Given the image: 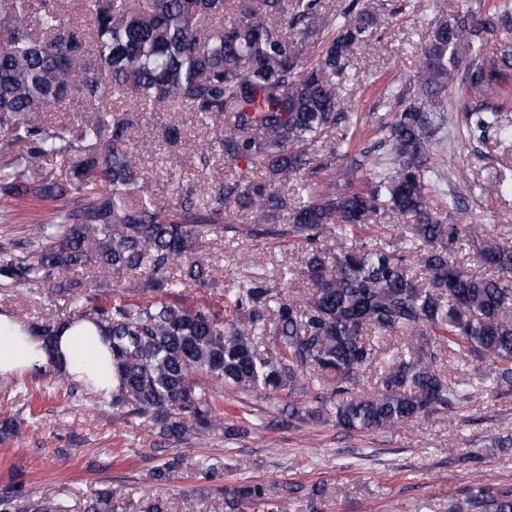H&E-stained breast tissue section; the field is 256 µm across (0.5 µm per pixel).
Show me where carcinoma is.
Masks as SVG:
<instances>
[{"instance_id": "cac0c4a2", "label": "carcinoma", "mask_w": 512, "mask_h": 512, "mask_svg": "<svg viewBox=\"0 0 512 512\" xmlns=\"http://www.w3.org/2000/svg\"><path fill=\"white\" fill-rule=\"evenodd\" d=\"M77 21L47 0H0V196L73 197L22 242L0 245V288L55 280L72 297L63 319L26 321L51 341L66 325L88 319L112 345L118 384L96 409L134 418L170 445L222 431L249 432L254 423L224 427L216 400L226 391L242 403L281 392L306 397L292 409L300 424L365 433L444 417L476 394L512 389V246L486 224H449L428 206L447 197L434 161L433 113L404 86L387 88L402 106L380 124L377 140L346 162L343 185L320 175L309 146L329 129L340 133L330 157H348L350 118L338 111L351 59L371 45L377 14L344 0H71ZM233 9L235 20L224 15ZM468 17L437 21L416 74L422 89L455 82L461 32ZM512 27V4L495 6L473 28L468 93L495 99L512 80V43L486 56L488 40ZM177 106L205 121L210 146L231 182L200 194L176 192L170 208L156 204L155 185L129 148L142 115L115 102ZM83 105L80 123L52 124L42 114ZM474 131L512 126V108L485 101L470 111ZM163 141L189 142L166 123ZM67 163L61 174L52 163ZM265 176L256 177L253 171ZM307 181L300 204L272 185ZM250 217L246 234L293 238L313 246L297 275L311 289L275 288L276 279L244 263L224 289L234 312L188 303L192 289H213L201 246L202 229ZM410 215V255L359 238L368 224ZM474 245L484 273L450 255ZM105 273L94 287L111 302L82 293L78 269ZM151 271L141 302L114 287L109 275ZM459 363L451 378L444 361ZM174 455L150 472L167 482L182 466ZM102 490L87 512H114ZM254 512H284L275 488L243 485L225 501ZM50 501L0 497V512H56ZM448 512H512V490L481 485Z\"/></svg>"}]
</instances>
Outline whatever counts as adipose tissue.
<instances>
[{
	"label": "adipose tissue",
	"mask_w": 512,
	"mask_h": 512,
	"mask_svg": "<svg viewBox=\"0 0 512 512\" xmlns=\"http://www.w3.org/2000/svg\"><path fill=\"white\" fill-rule=\"evenodd\" d=\"M51 364L73 381L92 384L105 398L111 397L117 384L112 369L111 345L90 323L67 327L48 352L42 340L27 325L0 314V378Z\"/></svg>",
	"instance_id": "obj_1"
}]
</instances>
